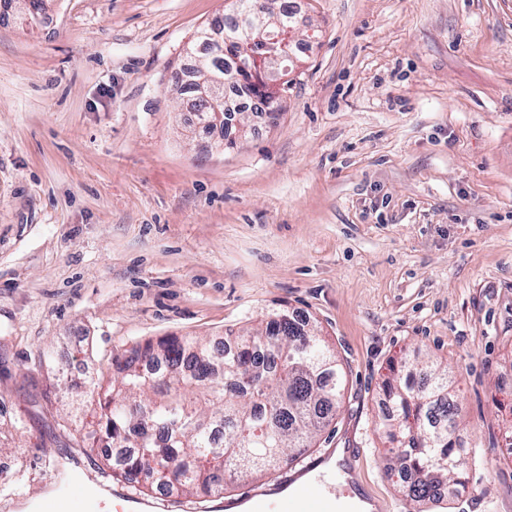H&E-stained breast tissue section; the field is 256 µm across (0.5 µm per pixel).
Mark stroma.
I'll use <instances>...</instances> for the list:
<instances>
[{
	"label": "stroma",
	"mask_w": 512,
	"mask_h": 512,
	"mask_svg": "<svg viewBox=\"0 0 512 512\" xmlns=\"http://www.w3.org/2000/svg\"><path fill=\"white\" fill-rule=\"evenodd\" d=\"M0 17V493L34 512L96 474L63 429L54 365L222 339L285 310L346 373L308 458L359 446L374 512H413L379 422L392 364L450 370L471 447L425 512H512V0H301L310 20L276 118L225 148L174 91L228 0H49ZM56 410L44 412L43 394Z\"/></svg>",
	"instance_id": "1"
}]
</instances>
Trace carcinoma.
I'll list each match as a JSON object with an SVG mask.
<instances>
[{
	"instance_id": "obj_1",
	"label": "carcinoma",
	"mask_w": 512,
	"mask_h": 512,
	"mask_svg": "<svg viewBox=\"0 0 512 512\" xmlns=\"http://www.w3.org/2000/svg\"><path fill=\"white\" fill-rule=\"evenodd\" d=\"M248 13L276 38L290 14L277 0H232V13L213 19L188 45L196 78L246 89L257 112H277L276 98L262 94L250 79L242 46L207 42ZM227 102L196 98V124L220 131L228 148V122L213 113ZM231 348L187 334L136 343L112 356L113 373L64 376L68 389L88 397V430L81 437L89 457L100 460L112 481L131 484L138 495L158 488L171 493L219 497L224 483L243 474H262L292 463L336 415L344 370L314 326L276 312L265 325L228 330ZM419 379L384 382L393 414L384 426L401 437L393 469L412 464L416 481L403 486L414 502L436 498L435 488L456 485L469 450L459 437L461 411L448 369L424 364Z\"/></svg>"
}]
</instances>
